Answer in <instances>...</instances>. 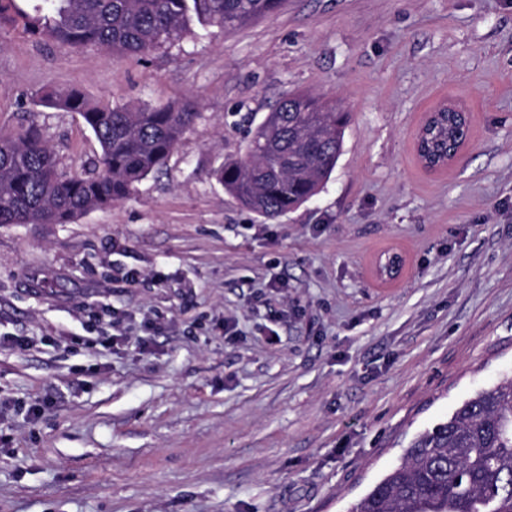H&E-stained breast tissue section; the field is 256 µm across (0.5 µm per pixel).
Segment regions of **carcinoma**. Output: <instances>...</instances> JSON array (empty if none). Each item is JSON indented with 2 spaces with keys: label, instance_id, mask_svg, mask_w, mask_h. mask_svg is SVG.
<instances>
[{
  "label": "carcinoma",
  "instance_id": "1",
  "mask_svg": "<svg viewBox=\"0 0 512 512\" xmlns=\"http://www.w3.org/2000/svg\"><path fill=\"white\" fill-rule=\"evenodd\" d=\"M281 0H0V24L21 21L41 39L80 50L142 59L190 32L189 21L221 31L275 12ZM36 104L75 112L101 153L79 173L31 125L0 133V226L69 224L130 198L160 171L200 116L198 104L136 108L93 103L76 89L46 90ZM349 113L309 92L280 100L252 133L245 156L227 160L218 180L245 209L291 212L317 194L344 148ZM453 116L438 117L426 142L442 152L466 136ZM512 512V375L477 391L418 434L402 462L347 512Z\"/></svg>",
  "mask_w": 512,
  "mask_h": 512
}]
</instances>
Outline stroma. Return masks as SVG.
<instances>
[{
	"label": "stroma",
	"instance_id": "obj_1",
	"mask_svg": "<svg viewBox=\"0 0 512 512\" xmlns=\"http://www.w3.org/2000/svg\"><path fill=\"white\" fill-rule=\"evenodd\" d=\"M70 88L201 115L131 198L0 226V336L30 341L0 348V512H347L512 371V0H282L143 60L0 26V131L77 171L95 137L34 103ZM296 90L349 112L344 150L266 220L215 171ZM446 99L469 140L430 172ZM464 146H465V144H459L458 147L456 148V150L451 152V154H449V155L447 154L446 156L437 158V157H432L431 155H429L427 153V151L425 149V145L422 140L421 147L419 148L418 151H416V153L418 155L420 162L424 166V168H426L427 170L430 171L434 168L442 169V168L448 167V165L458 161V159L460 158L461 151Z\"/></svg>",
	"mask_w": 512,
	"mask_h": 512
}]
</instances>
